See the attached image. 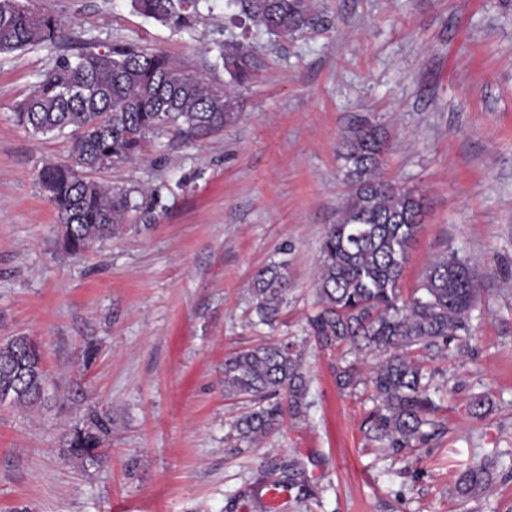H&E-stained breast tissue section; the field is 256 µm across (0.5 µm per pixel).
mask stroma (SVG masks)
Returning a JSON list of instances; mask_svg holds the SVG:
<instances>
[{
  "instance_id": "obj_1",
  "label": "stroma",
  "mask_w": 512,
  "mask_h": 512,
  "mask_svg": "<svg viewBox=\"0 0 512 512\" xmlns=\"http://www.w3.org/2000/svg\"><path fill=\"white\" fill-rule=\"evenodd\" d=\"M32 4L68 37L162 51L216 86L218 44H249L263 65L223 131L152 138L138 161L93 172L143 205L76 257L39 182L67 161V140L14 121L57 51L0 55V338L38 340L60 393L83 392L114 422L108 462L86 468L60 447L76 403L0 406V512H512V0H313V25L288 38L234 27L224 0L180 34L129 0ZM364 121L388 136L387 178L425 203L402 290L446 251L483 275L469 333L425 360L448 379L445 428L403 456L367 440V392L340 391L339 352L306 331L322 234L345 189L340 143ZM286 243L293 290L272 331L252 322L251 279ZM287 338L303 344L308 415L235 447L227 423L244 406L224 396V356ZM289 453L312 460V497L246 495ZM485 456L498 462L491 488L460 498V473Z\"/></svg>"
}]
</instances>
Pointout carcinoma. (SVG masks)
Listing matches in <instances>:
<instances>
[{
	"label": "carcinoma",
	"instance_id": "cac0c4a2",
	"mask_svg": "<svg viewBox=\"0 0 512 512\" xmlns=\"http://www.w3.org/2000/svg\"><path fill=\"white\" fill-rule=\"evenodd\" d=\"M228 20L288 38L312 24L310 0H226ZM134 11L175 32L194 27L208 0H130ZM62 23L21 0H0V54L34 46L60 47ZM261 61L250 47L227 42L217 47L214 67L229 76L222 87L187 73L166 53L133 43L99 46L87 42L60 53L15 112L18 125L38 138L63 135L71 163L45 166L41 186L51 190L59 232L75 255L110 238L139 208L132 191L106 186L80 170L132 163L143 155L149 135L171 133L186 141L205 139L239 119L237 91L252 80ZM387 137L377 125L361 122L341 143L344 203L336 223L326 227L314 284L317 306L306 318L309 335L323 349L348 346V353L379 358L369 386L372 409L362 422L366 438L393 455L428 443L441 432L440 406L432 398L431 376L414 353L448 356L450 344L468 330L479 277L456 254L429 262L418 286L404 296L400 282L418 233L424 203L412 190L387 181L381 172ZM288 260L273 261L253 277L252 312L271 329L280 322L291 291ZM42 346L29 336L0 340V394L7 404L40 408L51 394ZM363 383L356 362L336 367L339 389ZM310 376L294 342L272 341L224 357V395L248 403L229 423L240 447L280 430L285 418L307 416ZM112 414L89 406L71 420L61 448L86 467L107 462ZM278 478L256 488L309 493L311 479L295 454L273 464ZM490 465L481 463L457 479L460 497L486 492Z\"/></svg>",
	"mask_w": 512,
	"mask_h": 512
}]
</instances>
